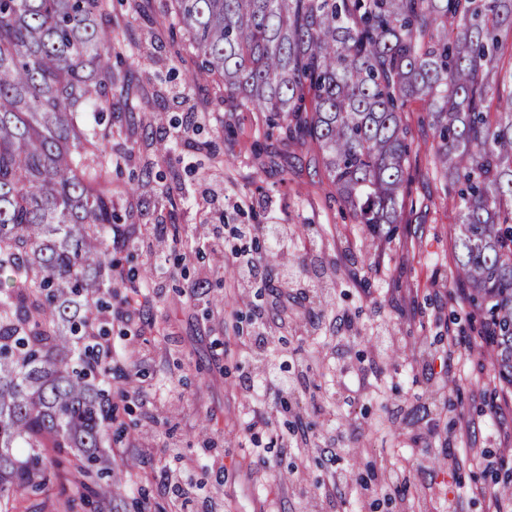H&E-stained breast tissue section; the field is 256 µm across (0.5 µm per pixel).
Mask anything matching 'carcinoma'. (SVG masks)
<instances>
[{
	"label": "carcinoma",
	"mask_w": 512,
	"mask_h": 512,
	"mask_svg": "<svg viewBox=\"0 0 512 512\" xmlns=\"http://www.w3.org/2000/svg\"><path fill=\"white\" fill-rule=\"evenodd\" d=\"M233 112L267 114L314 150L331 190L377 238L403 223L423 155L459 211L456 276L512 391V0H161ZM112 0H0V512H41L49 453L105 512L112 379L92 304L118 297L107 178L153 120L137 110ZM425 106L431 142L406 113ZM93 111L82 126L80 111ZM125 123L112 145L113 121ZM144 156L141 187L157 190Z\"/></svg>",
	"instance_id": "1"
}]
</instances>
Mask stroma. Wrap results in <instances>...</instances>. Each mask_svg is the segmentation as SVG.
Masks as SVG:
<instances>
[{
  "label": "stroma",
  "mask_w": 512,
  "mask_h": 512,
  "mask_svg": "<svg viewBox=\"0 0 512 512\" xmlns=\"http://www.w3.org/2000/svg\"><path fill=\"white\" fill-rule=\"evenodd\" d=\"M138 2L114 35L134 46L124 68L144 112L189 124L167 131L156 170L180 203L179 232L195 251L182 257L181 246L155 235L162 200L128 177L140 158L112 175L122 221L140 239L132 266L153 288L133 354L142 398L127 417L136 426L128 454L143 479L113 512H136L143 498L156 512H178L173 480L185 471L193 476V512H266L271 497L286 512H488L489 495L505 489L497 463L512 448V405L492 408V360L468 302L456 299L450 233L458 211L439 180L420 164L407 223L384 243L373 241L342 212L312 151L272 134L261 113L228 111L214 83L185 87L194 50L172 34L160 0ZM203 142L224 158L204 179L194 171ZM240 199L251 207H237ZM221 220L278 221L294 238L287 270L304 272L317 260L338 269L314 297L320 329L290 307L287 342L267 349V363L306 360L322 375L321 391L297 398L310 441L306 466L295 473V449L263 468L240 446L243 415L254 408L245 377L260 368H224V314L243 303L224 293L232 268L211 233ZM311 224L322 225L321 237L308 239ZM446 334L458 342L449 357L440 343ZM447 446L454 456H442ZM461 448L483 450L495 468L471 465ZM394 474L407 478L408 490L391 501L383 482ZM331 477L336 495L326 498L318 487Z\"/></svg>",
  "instance_id": "obj_1"
}]
</instances>
